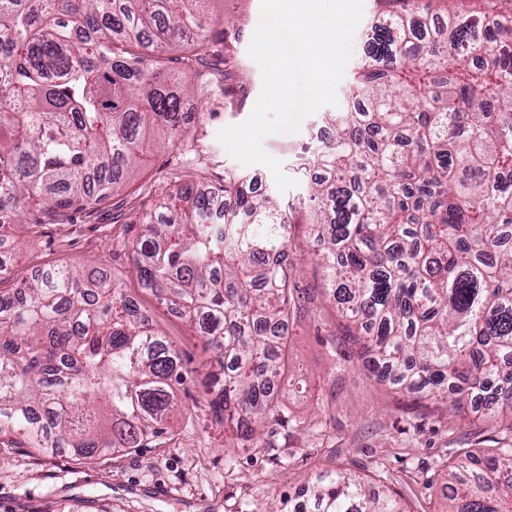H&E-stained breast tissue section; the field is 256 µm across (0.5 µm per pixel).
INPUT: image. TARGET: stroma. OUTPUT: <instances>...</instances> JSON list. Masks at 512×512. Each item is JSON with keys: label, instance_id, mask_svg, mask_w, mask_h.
I'll return each mask as SVG.
<instances>
[{"label": "stroma", "instance_id": "obj_1", "mask_svg": "<svg viewBox=\"0 0 512 512\" xmlns=\"http://www.w3.org/2000/svg\"><path fill=\"white\" fill-rule=\"evenodd\" d=\"M420 7L443 21L468 17L483 0H364L353 42L361 55L366 25L380 13ZM213 37L203 64L184 65L183 48H166L163 66L198 83L205 72L224 70L207 103L188 99L197 119L189 139L175 149L152 146L138 171L107 201L74 213L71 223L31 232L14 225L5 257L4 287L30 278L47 262L89 272L117 274L164 331L188 370H204L210 355L196 327L143 290L131 266V223L159 193L205 176L219 184L228 169L246 170L260 190L287 206L286 249L295 267L296 309L288 334V381L281 387L284 423L267 424L257 441L224 445L199 381L177 393L181 410L159 447L136 448L94 460L71 448L48 454L0 447V512H282L284 503L318 472L341 469L373 488L398 494L406 512H445L450 466L466 454L490 451L499 439L496 421L474 394L465 414L451 416L378 380L357 340L323 293V272L313 256L319 244L307 219V185L298 165L319 142L321 114L306 117L295 134L271 135L264 149L282 163L297 187L279 192L270 170L241 167L217 139L220 129L243 122L261 91V73L247 48L259 21L260 0H211Z\"/></svg>", "mask_w": 512, "mask_h": 512}]
</instances>
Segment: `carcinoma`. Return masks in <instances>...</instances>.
<instances>
[{
    "instance_id": "obj_1",
    "label": "carcinoma",
    "mask_w": 512,
    "mask_h": 512,
    "mask_svg": "<svg viewBox=\"0 0 512 512\" xmlns=\"http://www.w3.org/2000/svg\"><path fill=\"white\" fill-rule=\"evenodd\" d=\"M203 0H0V229L39 227L107 200L150 132L186 140L189 91L155 56L206 52ZM391 14L371 22L333 137L303 163L325 294L378 378L465 411L491 391L512 430V13ZM474 51L480 64L456 59ZM246 176L187 183L135 217L142 286L212 353L210 405L253 440L282 419L294 304L288 212ZM37 200L44 217L29 210ZM188 371L117 276L58 264L0 288V441L84 459L163 438ZM446 512H512V441L448 473ZM292 512H406L357 475L320 473Z\"/></svg>"
}]
</instances>
